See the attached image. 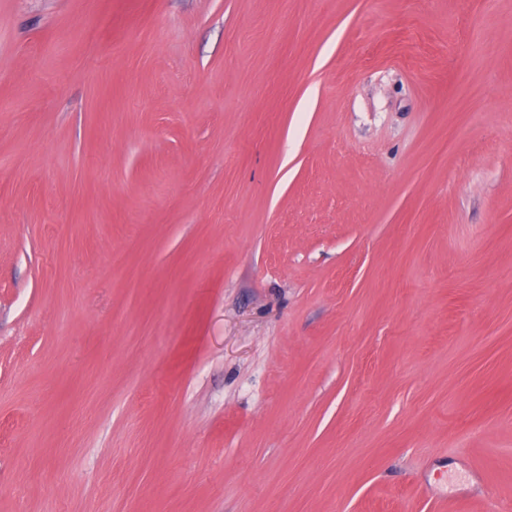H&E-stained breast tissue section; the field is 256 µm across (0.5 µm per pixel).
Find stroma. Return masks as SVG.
I'll list each match as a JSON object with an SVG mask.
<instances>
[{"mask_svg":"<svg viewBox=\"0 0 512 512\" xmlns=\"http://www.w3.org/2000/svg\"><path fill=\"white\" fill-rule=\"evenodd\" d=\"M0 512H512V0H0Z\"/></svg>","mask_w":512,"mask_h":512,"instance_id":"35a3bbf8","label":"stroma"}]
</instances>
